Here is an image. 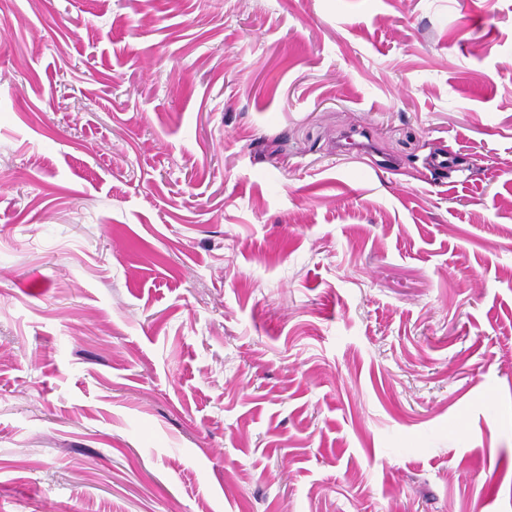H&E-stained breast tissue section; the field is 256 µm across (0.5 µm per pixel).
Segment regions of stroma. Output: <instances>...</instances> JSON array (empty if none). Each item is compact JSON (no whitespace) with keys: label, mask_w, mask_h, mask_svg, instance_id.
I'll list each match as a JSON object with an SVG mask.
<instances>
[{"label":"stroma","mask_w":512,"mask_h":512,"mask_svg":"<svg viewBox=\"0 0 512 512\" xmlns=\"http://www.w3.org/2000/svg\"><path fill=\"white\" fill-rule=\"evenodd\" d=\"M0 512H512V0H0Z\"/></svg>","instance_id":"stroma-1"}]
</instances>
